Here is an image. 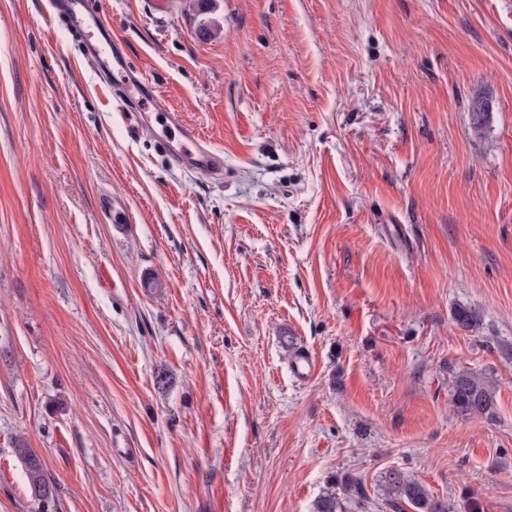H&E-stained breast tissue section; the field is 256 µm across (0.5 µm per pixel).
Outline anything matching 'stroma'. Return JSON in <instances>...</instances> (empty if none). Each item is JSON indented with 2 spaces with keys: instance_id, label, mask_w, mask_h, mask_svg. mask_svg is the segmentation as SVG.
I'll list each match as a JSON object with an SVG mask.
<instances>
[{
  "instance_id": "stroma-1",
  "label": "stroma",
  "mask_w": 512,
  "mask_h": 512,
  "mask_svg": "<svg viewBox=\"0 0 512 512\" xmlns=\"http://www.w3.org/2000/svg\"><path fill=\"white\" fill-rule=\"evenodd\" d=\"M46 2L0 0V512H38L20 436L49 512H313L350 477L347 512H412L390 470L512 512V0H95L219 179ZM170 124L178 129L171 132V126L165 125L158 134V140L166 153L177 165L190 166L210 177H218L224 172V157L222 151L211 147L207 141L191 127L183 124L177 112H168L165 115ZM495 386L492 381L470 370L453 375L451 404L462 416L489 414L494 406ZM15 448H18V454L24 459L26 465L31 497L38 505L45 508V503L52 493L45 477L43 463L38 456L32 453L25 439H15Z\"/></svg>"
}]
</instances>
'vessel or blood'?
<instances>
[{
  "mask_svg": "<svg viewBox=\"0 0 512 512\" xmlns=\"http://www.w3.org/2000/svg\"><path fill=\"white\" fill-rule=\"evenodd\" d=\"M50 6L51 16L61 17L71 35L80 38L95 56L105 84L122 90L136 112L139 124L152 127L149 104L153 99V87L146 78L134 76L125 54L118 49L121 37L108 30L91 0H50ZM166 118L168 123L162 127L158 140L171 160L211 177L221 176L224 172L221 150L211 147L200 133L185 125L179 113H167Z\"/></svg>",
  "mask_w": 512,
  "mask_h": 512,
  "instance_id": "obj_1",
  "label": "vessel or blood"
}]
</instances>
